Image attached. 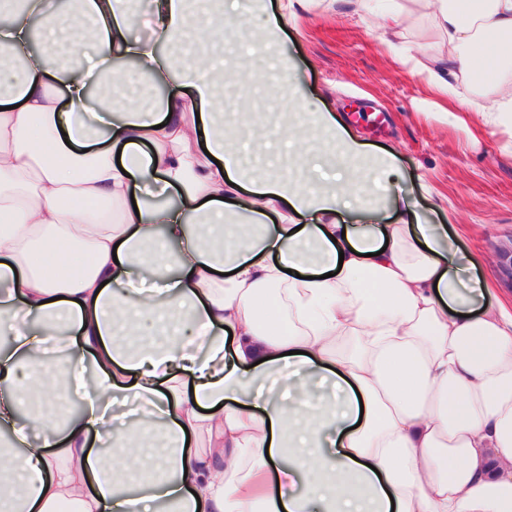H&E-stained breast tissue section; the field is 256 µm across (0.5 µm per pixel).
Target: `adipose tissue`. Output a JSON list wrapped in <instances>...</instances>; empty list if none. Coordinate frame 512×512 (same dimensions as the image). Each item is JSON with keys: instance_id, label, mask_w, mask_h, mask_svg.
Listing matches in <instances>:
<instances>
[{"instance_id": "adipose-tissue-1", "label": "adipose tissue", "mask_w": 512, "mask_h": 512, "mask_svg": "<svg viewBox=\"0 0 512 512\" xmlns=\"http://www.w3.org/2000/svg\"><path fill=\"white\" fill-rule=\"evenodd\" d=\"M436 2L417 69L511 123L512 0ZM301 3L0 0V512H512V300L400 198L357 222L396 165L334 113L289 98L285 174L226 135L225 17L258 70Z\"/></svg>"}]
</instances>
